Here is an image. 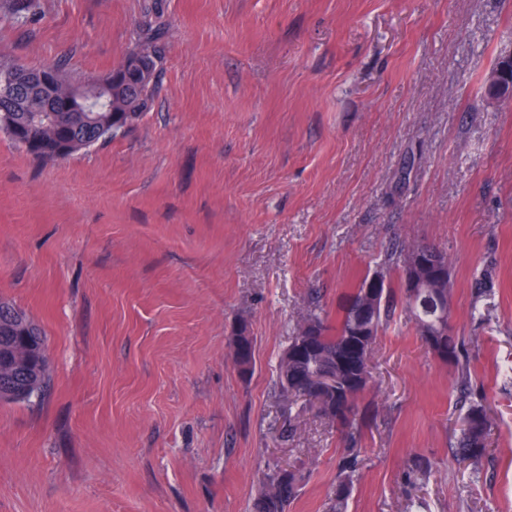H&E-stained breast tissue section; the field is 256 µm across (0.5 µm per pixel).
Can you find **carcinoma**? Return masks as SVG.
Listing matches in <instances>:
<instances>
[{
  "label": "carcinoma",
  "instance_id": "carcinoma-1",
  "mask_svg": "<svg viewBox=\"0 0 512 512\" xmlns=\"http://www.w3.org/2000/svg\"><path fill=\"white\" fill-rule=\"evenodd\" d=\"M164 45L158 33L143 37L133 54L145 59L152 71L150 80L139 84L132 92L120 96H105L93 112L73 121L60 138L69 147L65 156L112 139L136 124L151 108L152 92L160 75ZM12 122L23 129L17 144L23 146L30 140L42 139L52 132L51 113L28 111V100L17 104L11 113ZM436 251L429 243L394 242L386 250L384 260L377 270L364 276L359 284L345 295L340 305V318L331 325L328 315L314 308L302 317L294 328L290 342H307L312 351L304 357H295L292 348L281 354L278 365V383L287 395L304 398L318 407L322 416L335 421L345 434L349 444L356 443L360 421L366 418L359 410L358 402L368 389L371 379V358L379 334L390 322L396 310V299L390 273H400L398 290L402 294L405 311L409 312L415 329L425 343L434 340L433 352L444 362L457 367L461 385L467 384V363L464 362L463 342L453 333L441 335L442 322L449 319L452 297L450 278L440 280L438 271L417 268L419 254ZM492 269H485L472 283L475 298H481L492 286ZM378 279V288L368 296V282ZM24 313L14 304L0 300V343L11 335L4 323ZM233 360L240 372L246 374L253 368L254 337L247 324L240 326L233 340ZM336 377L334 385L318 390L314 378L319 374ZM464 428L457 441L456 452L462 459L477 460L487 451V438L491 432V420L482 404L470 405L463 415ZM357 467L354 449H349L343 470L333 491L332 512H341L353 485V473ZM302 476L287 468L269 470L262 482L254 503V512H289L297 498Z\"/></svg>",
  "mask_w": 512,
  "mask_h": 512
}]
</instances>
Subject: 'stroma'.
I'll list each match as a JSON object with an SVG mask.
<instances>
[{
    "instance_id": "stroma-1",
    "label": "stroma",
    "mask_w": 512,
    "mask_h": 512,
    "mask_svg": "<svg viewBox=\"0 0 512 512\" xmlns=\"http://www.w3.org/2000/svg\"><path fill=\"white\" fill-rule=\"evenodd\" d=\"M152 26L161 80L124 133L42 161L0 131V299L49 378L0 402V512H252L275 466L303 475L289 512H326L345 443L277 363L394 239L447 252L493 429L457 462L458 371L397 309L347 512H512V101L483 89L512 0H0V57L83 83ZM233 360L240 372L250 373L253 368L254 338L251 336L247 324L240 326L237 336L233 340Z\"/></svg>"
}]
</instances>
